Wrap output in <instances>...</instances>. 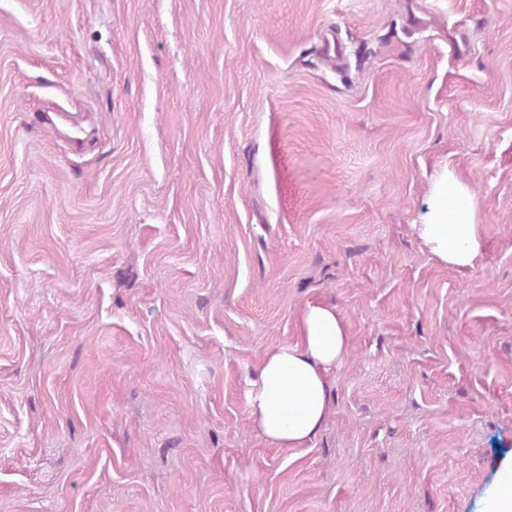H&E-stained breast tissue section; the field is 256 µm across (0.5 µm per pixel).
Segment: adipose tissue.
Wrapping results in <instances>:
<instances>
[{
    "instance_id": "1",
    "label": "adipose tissue",
    "mask_w": 512,
    "mask_h": 512,
    "mask_svg": "<svg viewBox=\"0 0 512 512\" xmlns=\"http://www.w3.org/2000/svg\"><path fill=\"white\" fill-rule=\"evenodd\" d=\"M476 201L451 171L435 182L417 230L434 255L457 268L473 267L482 240ZM296 342L268 348L255 372L248 417L259 436L275 448H298L323 428L334 400V373L345 360L348 338L335 308L305 303Z\"/></svg>"
}]
</instances>
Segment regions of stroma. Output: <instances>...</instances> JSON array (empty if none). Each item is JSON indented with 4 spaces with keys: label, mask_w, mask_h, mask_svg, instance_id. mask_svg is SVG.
Here are the masks:
<instances>
[{
    "label": "stroma",
    "mask_w": 512,
    "mask_h": 512,
    "mask_svg": "<svg viewBox=\"0 0 512 512\" xmlns=\"http://www.w3.org/2000/svg\"><path fill=\"white\" fill-rule=\"evenodd\" d=\"M450 170L474 267L413 230ZM323 429L247 403L306 301ZM512 0H0V512H491ZM294 343L268 348L255 372L248 417L274 448H300L323 428L334 400V373L347 357L348 336L336 308L310 300Z\"/></svg>",
    "instance_id": "1"
}]
</instances>
